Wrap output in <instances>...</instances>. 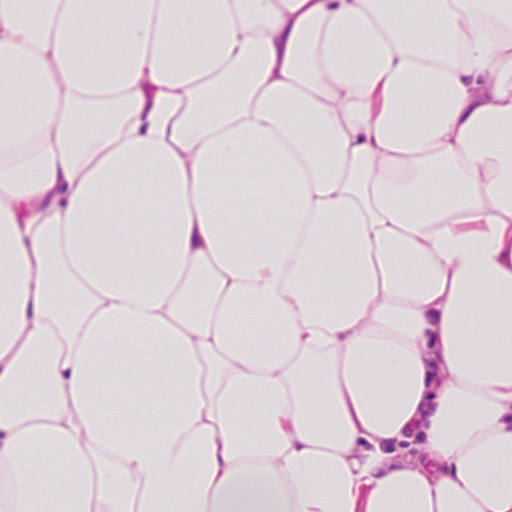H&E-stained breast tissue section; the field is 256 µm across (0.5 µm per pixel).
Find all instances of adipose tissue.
<instances>
[{"label": "adipose tissue", "instance_id": "obj_1", "mask_svg": "<svg viewBox=\"0 0 512 512\" xmlns=\"http://www.w3.org/2000/svg\"><path fill=\"white\" fill-rule=\"evenodd\" d=\"M512 512V0H0V512Z\"/></svg>", "mask_w": 512, "mask_h": 512}]
</instances>
